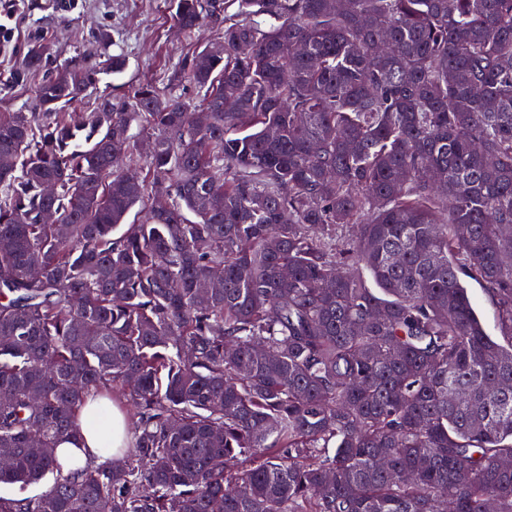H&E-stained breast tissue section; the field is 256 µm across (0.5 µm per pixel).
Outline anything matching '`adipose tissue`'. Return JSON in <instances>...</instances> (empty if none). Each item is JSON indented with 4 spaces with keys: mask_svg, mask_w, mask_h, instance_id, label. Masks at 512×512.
<instances>
[{
    "mask_svg": "<svg viewBox=\"0 0 512 512\" xmlns=\"http://www.w3.org/2000/svg\"><path fill=\"white\" fill-rule=\"evenodd\" d=\"M99 402L90 400L79 413L81 438L78 443L60 444L57 454L64 471L77 475L111 458H120L126 452L130 441L129 422L120 411L112 413L111 429L92 425L94 414L100 410Z\"/></svg>",
    "mask_w": 512,
    "mask_h": 512,
    "instance_id": "ef3b65f1",
    "label": "adipose tissue"
}]
</instances>
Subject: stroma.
<instances>
[{"instance_id": "obj_1", "label": "stroma", "mask_w": 512, "mask_h": 512, "mask_svg": "<svg viewBox=\"0 0 512 512\" xmlns=\"http://www.w3.org/2000/svg\"><path fill=\"white\" fill-rule=\"evenodd\" d=\"M224 30V15L206 19L202 30L187 37L176 25L169 0H22L13 35L0 47V112L29 111L34 105L30 86H3L21 61L27 43L42 37L55 46L57 60L92 45L99 34L110 37V50L123 54V74L104 78L87 90L85 104L103 93L120 97L142 81L166 85L182 66L189 47L216 40Z\"/></svg>"}]
</instances>
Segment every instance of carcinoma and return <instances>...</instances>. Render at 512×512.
<instances>
[{
	"label": "carcinoma",
	"instance_id": "cac0c4a2",
	"mask_svg": "<svg viewBox=\"0 0 512 512\" xmlns=\"http://www.w3.org/2000/svg\"><path fill=\"white\" fill-rule=\"evenodd\" d=\"M171 8L191 36L217 5ZM53 56L0 113V484L56 480L0 512H512V0H224L168 86L82 113L125 56ZM118 393L123 462L63 474ZM0 84V112H17L32 110L34 93L30 86H4ZM468 293L472 305L484 322L488 333L501 339L498 330V313L496 305L492 301L487 290L482 285L470 281L468 284Z\"/></svg>",
	"mask_w": 512,
	"mask_h": 512
}]
</instances>
